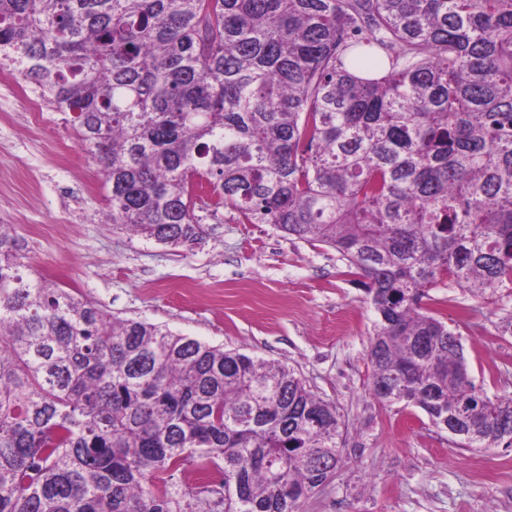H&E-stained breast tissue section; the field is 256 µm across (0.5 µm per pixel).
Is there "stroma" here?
<instances>
[{"label": "stroma", "instance_id": "1", "mask_svg": "<svg viewBox=\"0 0 512 512\" xmlns=\"http://www.w3.org/2000/svg\"><path fill=\"white\" fill-rule=\"evenodd\" d=\"M25 87L0 82V224L12 225L33 274L113 316L286 363L335 405L342 459L298 512H512V447H461L420 409L372 395L375 314L334 250L269 224H209L197 244L173 249L101 223L106 191L70 115L34 118ZM432 294L450 299L442 316L461 333L475 382L512 395V337L495 330L512 297L455 283Z\"/></svg>", "mask_w": 512, "mask_h": 512}]
</instances>
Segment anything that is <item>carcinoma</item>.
Wrapping results in <instances>:
<instances>
[{
  "label": "carcinoma",
  "instance_id": "obj_1",
  "mask_svg": "<svg viewBox=\"0 0 512 512\" xmlns=\"http://www.w3.org/2000/svg\"><path fill=\"white\" fill-rule=\"evenodd\" d=\"M73 114L104 223L189 247L224 211L336 250L377 316L373 395L467 448L512 396L427 311L512 294V0H0V70ZM0 224V512H294L340 414L295 370L28 276ZM222 472L208 496L168 482Z\"/></svg>",
  "mask_w": 512,
  "mask_h": 512
}]
</instances>
